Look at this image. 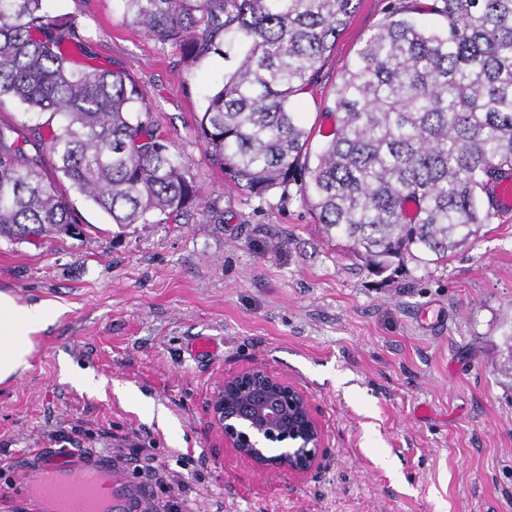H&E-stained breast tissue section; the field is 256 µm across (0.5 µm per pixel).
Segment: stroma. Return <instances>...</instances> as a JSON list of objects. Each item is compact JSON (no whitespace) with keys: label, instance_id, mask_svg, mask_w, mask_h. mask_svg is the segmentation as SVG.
Masks as SVG:
<instances>
[{"label":"stroma","instance_id":"35a3bbf8","mask_svg":"<svg viewBox=\"0 0 512 512\" xmlns=\"http://www.w3.org/2000/svg\"><path fill=\"white\" fill-rule=\"evenodd\" d=\"M393 3L359 0L320 83L299 94L312 152L336 84ZM44 7L78 18L95 64L135 76L204 209L122 227L71 190L81 238L0 240V291L64 308L30 369L0 385V488L14 492L0 512H22V472L43 448L125 456L157 506L183 512H512V378L498 372L511 356L512 215L447 263L375 273L325 238L299 185L262 202L208 159L197 125L223 58L184 59L122 0ZM202 336L213 349L192 356ZM70 363L93 384L69 379ZM255 366L311 403L326 452L306 476L242 460L212 419L225 377Z\"/></svg>","mask_w":512,"mask_h":512}]
</instances>
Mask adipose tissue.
<instances>
[{
  "instance_id": "adipose-tissue-1",
  "label": "adipose tissue",
  "mask_w": 512,
  "mask_h": 512,
  "mask_svg": "<svg viewBox=\"0 0 512 512\" xmlns=\"http://www.w3.org/2000/svg\"><path fill=\"white\" fill-rule=\"evenodd\" d=\"M62 313L56 303H22L0 292V383L15 380L29 368L37 335Z\"/></svg>"
}]
</instances>
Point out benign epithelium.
<instances>
[{"label":"benign epithelium","mask_w":512,"mask_h":512,"mask_svg":"<svg viewBox=\"0 0 512 512\" xmlns=\"http://www.w3.org/2000/svg\"><path fill=\"white\" fill-rule=\"evenodd\" d=\"M210 408L224 440L256 467L305 474L325 449L308 397L260 366L224 378ZM267 448H283L285 455L270 458Z\"/></svg>","instance_id":"1"}]
</instances>
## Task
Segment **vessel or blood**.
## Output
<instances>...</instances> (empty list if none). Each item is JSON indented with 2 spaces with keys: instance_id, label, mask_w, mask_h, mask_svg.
<instances>
[{
  "instance_id": "vessel-or-blood-1",
  "label": "vessel or blood",
  "mask_w": 512,
  "mask_h": 512,
  "mask_svg": "<svg viewBox=\"0 0 512 512\" xmlns=\"http://www.w3.org/2000/svg\"><path fill=\"white\" fill-rule=\"evenodd\" d=\"M89 472L109 476L105 494L112 503V512H146L152 500L148 481L134 476L130 463L117 456L63 457L49 449L43 453L41 470L26 471L25 482L35 487L37 496L53 500V512H82L88 493L80 479Z\"/></svg>"
}]
</instances>
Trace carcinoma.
I'll list each match as a JSON object with an SVG mask.
<instances>
[{"mask_svg": "<svg viewBox=\"0 0 512 512\" xmlns=\"http://www.w3.org/2000/svg\"><path fill=\"white\" fill-rule=\"evenodd\" d=\"M43 2L0 0V98L50 114L46 134L0 124V238L81 237L64 180L114 224L193 215L194 178L137 81L72 67L71 51L92 57L81 25ZM123 2L185 57H224L198 120L224 176L260 200L300 183L325 237L377 273L446 262L497 218L493 186L512 179V0H436L440 29L392 6L336 84L313 166L295 97L320 81L358 0Z\"/></svg>", "mask_w": 512, "mask_h": 512, "instance_id": "cac0c4a2", "label": "carcinoma"}]
</instances>
